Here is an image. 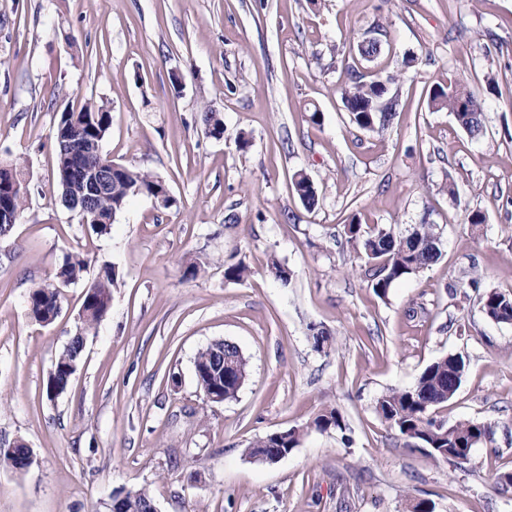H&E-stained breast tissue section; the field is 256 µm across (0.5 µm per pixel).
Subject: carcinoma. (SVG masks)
<instances>
[{"mask_svg":"<svg viewBox=\"0 0 512 512\" xmlns=\"http://www.w3.org/2000/svg\"><path fill=\"white\" fill-rule=\"evenodd\" d=\"M382 41L377 37L365 38L357 46L359 56L364 60L377 57ZM350 85L342 90V101L350 121L359 129L369 132H383L393 126L399 112L397 95L390 93L389 85L395 77L378 76L365 80L357 67L348 66ZM427 106L433 112L447 110L454 115L458 125L472 136L483 129V107L481 101L465 86L458 82L436 85L430 89ZM206 135L219 139L224 135V123L219 114L212 111L202 113ZM112 124L111 113L91 103L78 110L62 112L56 123L52 143L56 155V174L61 189V201L65 208L80 210L78 198L83 195L85 185L75 174L68 173L71 162L70 152L81 158V166L89 171L96 167L99 158L81 154L89 140L101 141ZM9 169L0 171V196L7 197L11 210L19 214L25 202L27 189L11 188V181L25 183L24 166L15 160L8 162ZM292 187L303 205L309 209L316 206V189L309 178L304 176L292 181ZM169 191L162 177L133 167H124L122 177L112 181V187L96 198L94 214L87 216V225L96 232L107 231L113 218L124 210L127 200L133 195H144L151 199ZM347 243L364 257L368 265V287L381 300L388 298L394 285L406 278L417 275L439 261L442 256V241L437 225L423 215L420 223L401 231L382 225L369 226L354 215L344 225ZM90 260L80 254H68L57 272L62 284L78 282L89 273ZM269 273L283 286H288L294 272L285 264L273 259L268 264ZM119 274L115 267L105 265L92 280L84 293L81 318L82 327L71 337L64 350L53 364L46 385V396L52 400L63 394L75 374L81 360L90 331L108 313L106 304L112 302V292L118 284ZM28 310L40 323L50 324L57 317L60 308L59 292L52 284H39L28 294ZM482 309L489 317L512 319V295L488 290L481 297ZM308 336L313 348L323 352L333 347V334L322 325L311 323ZM235 364L242 375H247L248 361L240 348L231 342L220 340L199 350L194 358V373L201 390L218 388L224 391V399L237 397L240 388L229 389L224 382V366ZM465 372V360L460 355H447L429 364L409 388L391 390L382 395L376 404V413L389 427L395 429L414 448L424 446L427 454L435 461H467L469 455L445 456L440 448H475L493 441L494 429L488 423L460 421L451 425L439 423L433 417L435 410L443 407L459 390ZM308 428L320 432L344 429L343 419L335 409H326L315 416ZM301 431L289 429L282 436V443L275 445L265 435L252 444L255 451H261L273 458L278 455L277 447L295 448L299 444ZM154 499L145 489L133 492L124 503L123 512H147Z\"/></svg>","mask_w":512,"mask_h":512,"instance_id":"cac0c4a2","label":"carcinoma"}]
</instances>
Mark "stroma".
I'll return each mask as SVG.
<instances>
[{
  "label": "stroma",
  "mask_w": 512,
  "mask_h": 512,
  "mask_svg": "<svg viewBox=\"0 0 512 512\" xmlns=\"http://www.w3.org/2000/svg\"><path fill=\"white\" fill-rule=\"evenodd\" d=\"M376 26L382 53L361 60ZM351 63L395 75L389 130L351 124ZM451 79L483 104L479 136L428 109L430 88ZM88 102L112 115L103 154L163 177L174 206L131 197L97 234L62 205L51 135L64 108ZM207 109L222 138L205 134ZM15 157L28 195L0 240V447L23 440L33 463L0 466V512H106L113 491L140 488L159 512H410L420 499L512 512V490L491 479L512 473V324L479 302L512 294V0H0V161ZM298 171L314 209L291 188ZM472 210L486 217L477 234ZM356 213L402 230L429 217L441 259L380 300L345 242ZM77 252L91 273L115 266L120 286L51 400L86 284L61 287L49 325L27 298ZM273 258L293 270L288 286ZM230 259L246 279L225 280ZM191 261L206 273L185 277ZM312 323L332 332L328 352L313 348ZM218 340L240 347L248 373L236 399L211 403L194 358ZM450 354L466 370L439 419L494 429L461 464L406 447L375 412ZM326 408L344 431L310 429ZM290 428L302 435L287 457L249 458L252 441Z\"/></svg>",
  "instance_id": "obj_1"
}]
</instances>
